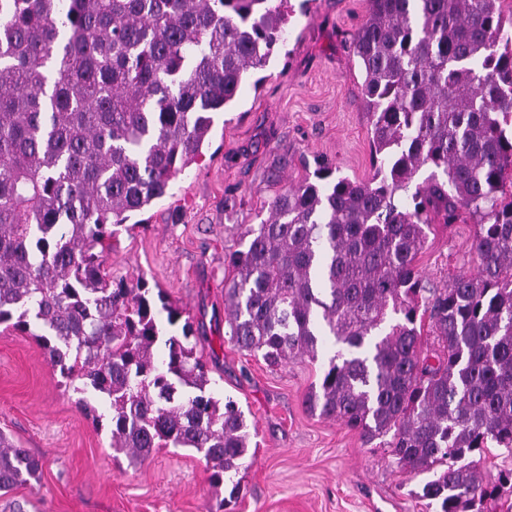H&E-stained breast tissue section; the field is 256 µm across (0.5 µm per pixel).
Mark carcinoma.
Here are the masks:
<instances>
[{
  "mask_svg": "<svg viewBox=\"0 0 512 512\" xmlns=\"http://www.w3.org/2000/svg\"><path fill=\"white\" fill-rule=\"evenodd\" d=\"M504 0H368L353 40L373 176L322 163L277 193L224 257L226 336L270 366L345 351L305 404L431 473L440 512H491L489 445L512 453V10ZM287 0H0V324L109 402L112 449L203 454L224 483L250 448L244 413L207 392L195 330L166 336L145 283L112 285L105 241L201 155L213 113L284 40ZM430 169L421 183L415 178ZM467 213L476 266L428 288L427 230ZM429 316L438 347L417 328ZM166 353L158 357V344ZM42 466L0 435V491Z\"/></svg>",
  "mask_w": 512,
  "mask_h": 512,
  "instance_id": "1",
  "label": "carcinoma"
}]
</instances>
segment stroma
<instances>
[{"mask_svg": "<svg viewBox=\"0 0 512 512\" xmlns=\"http://www.w3.org/2000/svg\"><path fill=\"white\" fill-rule=\"evenodd\" d=\"M286 38L243 82L233 108L216 113L198 158L168 195L130 217L106 256L113 282L144 279L199 328L197 352L216 398L243 411L256 448L220 489L191 448H160L131 467L111 446L109 406L94 405L54 367L31 333L0 325V433L38 459V482L0 495V512H210L239 487L230 512H436L419 492L425 475L401 470L386 438L310 412L304 399L333 356L269 366L221 343L224 255L268 216V203L327 162L369 179L377 166L353 55L367 0H291ZM474 220L435 222L418 257L427 286L468 269Z\"/></svg>", "mask_w": 512, "mask_h": 512, "instance_id": "obj_1", "label": "stroma"}]
</instances>
